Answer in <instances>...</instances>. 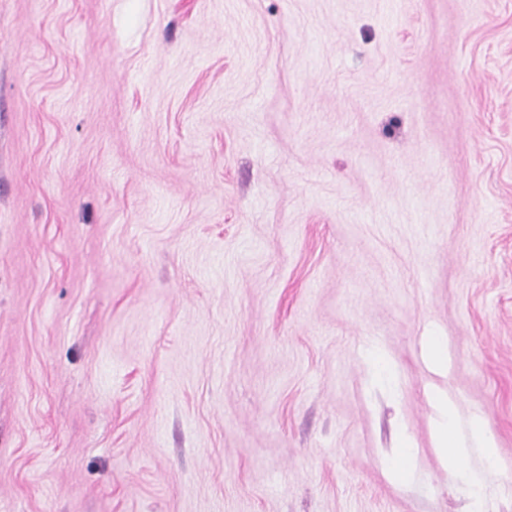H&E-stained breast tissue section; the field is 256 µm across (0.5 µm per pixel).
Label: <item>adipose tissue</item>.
<instances>
[{"label":"adipose tissue","mask_w":512,"mask_h":512,"mask_svg":"<svg viewBox=\"0 0 512 512\" xmlns=\"http://www.w3.org/2000/svg\"><path fill=\"white\" fill-rule=\"evenodd\" d=\"M439 410L441 419L437 426L436 438L446 460L457 466L476 454L485 461H492L495 445L481 419H473L468 430L463 432L457 427L453 409L448 400L440 401Z\"/></svg>","instance_id":"1"}]
</instances>
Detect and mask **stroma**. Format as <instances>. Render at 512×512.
Wrapping results in <instances>:
<instances>
[{
	"mask_svg": "<svg viewBox=\"0 0 512 512\" xmlns=\"http://www.w3.org/2000/svg\"><path fill=\"white\" fill-rule=\"evenodd\" d=\"M474 473L512 512V0H0V512H470ZM441 419L436 430L438 448H441L446 460L454 468L477 453L487 464L495 456V445L488 435L484 422L475 418L470 422L468 431L462 433L456 424L453 409L448 399L439 402Z\"/></svg>",
	"mask_w": 512,
	"mask_h": 512,
	"instance_id": "obj_1",
	"label": "stroma"
}]
</instances>
